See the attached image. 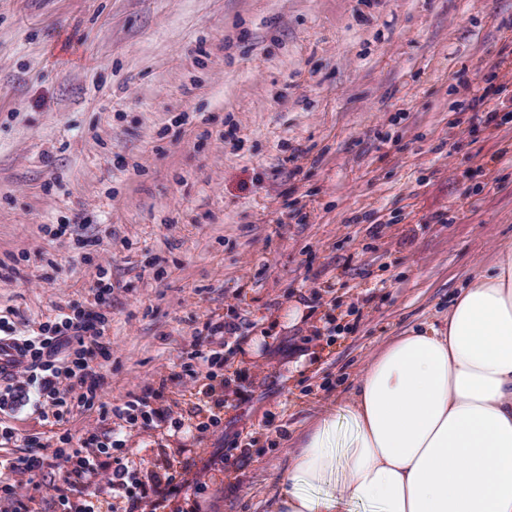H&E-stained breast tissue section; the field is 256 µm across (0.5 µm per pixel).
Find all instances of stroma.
I'll use <instances>...</instances> for the list:
<instances>
[{
  "label": "stroma",
  "mask_w": 512,
  "mask_h": 512,
  "mask_svg": "<svg viewBox=\"0 0 512 512\" xmlns=\"http://www.w3.org/2000/svg\"><path fill=\"white\" fill-rule=\"evenodd\" d=\"M511 239L512 0H0V318H108L93 406L0 408V462L50 457L21 512L82 500L60 437L164 378L187 429L128 432L137 481L206 480L164 512H273L292 441ZM236 316L214 428L175 375ZM235 319L230 321H208L205 324L206 336H198V339H207L210 344L214 343V339L222 340L219 346H224L226 336H241L242 330L245 328L242 321L236 322Z\"/></svg>",
  "instance_id": "35a3bbf8"
}]
</instances>
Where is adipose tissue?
<instances>
[{
  "label": "adipose tissue",
  "mask_w": 512,
  "mask_h": 512,
  "mask_svg": "<svg viewBox=\"0 0 512 512\" xmlns=\"http://www.w3.org/2000/svg\"><path fill=\"white\" fill-rule=\"evenodd\" d=\"M350 435L337 445L336 430ZM512 512V241L288 452L274 512Z\"/></svg>",
  "instance_id": "obj_1"
}]
</instances>
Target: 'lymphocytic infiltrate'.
I'll use <instances>...</instances> for the list:
<instances>
[{
  "label": "lymphocytic infiltrate",
  "instance_id": "lymphocytic-infiltrate-1",
  "mask_svg": "<svg viewBox=\"0 0 512 512\" xmlns=\"http://www.w3.org/2000/svg\"><path fill=\"white\" fill-rule=\"evenodd\" d=\"M104 323V314L93 315L75 308L59 314L54 321L40 324L33 337L20 339L14 336L8 321L0 319V354L8 358V369L0 378L6 384V397H13L14 383L22 380L34 384L39 397L55 408L63 409L74 402L91 404L96 375L90 364L102 351ZM64 377L71 379V387L81 388V395L72 396L71 388L61 387ZM163 394V389L157 388L148 395L113 406L115 427L88 431L75 443L62 438L55 451L56 459L67 465L71 478L89 486L91 492L76 505L60 499L61 512H100L98 496L93 492L97 486L106 487L113 498H128L131 451L125 448L123 437L136 427L165 421L164 411L153 406ZM105 456L111 458V468H104L101 459ZM46 461L39 443H30L25 455L7 463L8 475L0 479V498L20 503L22 477L42 469Z\"/></svg>",
  "mask_w": 512,
  "mask_h": 512
}]
</instances>
